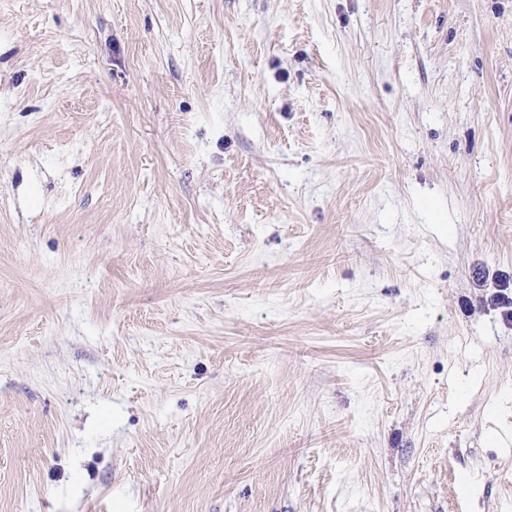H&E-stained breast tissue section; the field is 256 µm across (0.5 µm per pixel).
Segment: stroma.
<instances>
[{
	"instance_id": "obj_1",
	"label": "stroma",
	"mask_w": 512,
	"mask_h": 512,
	"mask_svg": "<svg viewBox=\"0 0 512 512\" xmlns=\"http://www.w3.org/2000/svg\"><path fill=\"white\" fill-rule=\"evenodd\" d=\"M512 0H0V512H512Z\"/></svg>"
}]
</instances>
